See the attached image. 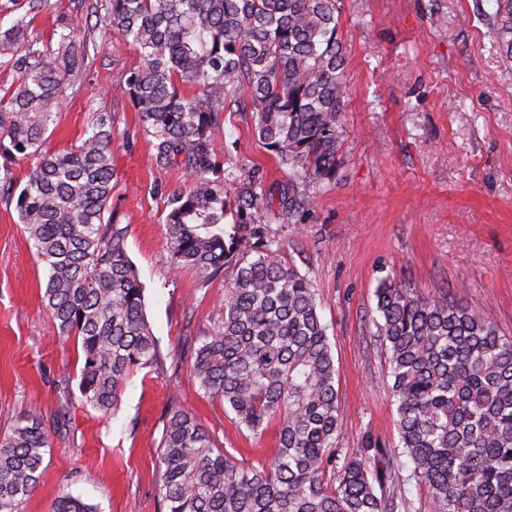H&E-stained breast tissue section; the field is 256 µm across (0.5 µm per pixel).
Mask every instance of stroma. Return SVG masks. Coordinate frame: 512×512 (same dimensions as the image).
<instances>
[{
	"label": "stroma",
	"instance_id": "35a3bbf8",
	"mask_svg": "<svg viewBox=\"0 0 512 512\" xmlns=\"http://www.w3.org/2000/svg\"><path fill=\"white\" fill-rule=\"evenodd\" d=\"M495 0H341L338 36L347 54L341 148L329 185L309 184L301 229L272 224L287 264L306 274L338 371L340 456L398 443L396 407L384 382L388 363L371 321L382 278L422 295L491 312L512 338V74L501 72L484 13ZM47 140L70 148L95 112L111 113L117 184L111 210L127 229L126 248L145 287L164 366L127 383L121 406L101 417L80 401L81 360L74 339L59 340L45 308V267L0 189V431L30 407L52 417L68 399L65 429L52 432L38 490L21 512H52L51 492L81 496L98 512H162L157 446L171 398H179L237 458L258 451L204 398L190 357L224 300L231 267L209 282L176 270L162 219L172 196L193 179L183 166H158L151 138L119 92L140 58L102 25ZM225 169L256 168L272 194L285 167L254 134L250 113L228 112L212 132Z\"/></svg>",
	"mask_w": 512,
	"mask_h": 512
}]
</instances>
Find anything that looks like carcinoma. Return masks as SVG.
Returning <instances> with one entry per match:
<instances>
[{
	"label": "carcinoma",
	"instance_id": "1",
	"mask_svg": "<svg viewBox=\"0 0 512 512\" xmlns=\"http://www.w3.org/2000/svg\"><path fill=\"white\" fill-rule=\"evenodd\" d=\"M487 15L504 70H512V0ZM0 30V154L30 162L15 209L46 267L47 312L60 338L80 343L79 391L103 416L117 411L131 374L163 365L144 286L112 198L114 126L94 112L80 143L46 147L49 127L89 56L92 15L141 59L122 86L152 137L160 166L182 164L190 190L168 203L173 263L205 282L230 263L224 304L194 350L203 394L256 440L275 434L269 460L246 464L217 445L179 401L170 404L157 486L167 512H408L398 458L428 485L433 512H512V339L492 316L429 299L391 278L375 291V336L388 360L399 443L357 448L336 466L341 411L320 298L281 259L255 213L301 223L300 184L336 171L346 58L338 0H75L40 49L26 31L44 0ZM185 84L204 92L187 97ZM249 112L258 140L288 170L278 208L247 171L225 188L211 132L224 112ZM51 447L34 407L0 433V512H20L40 487ZM52 512H96L64 490Z\"/></svg>",
	"mask_w": 512,
	"mask_h": 512
}]
</instances>
